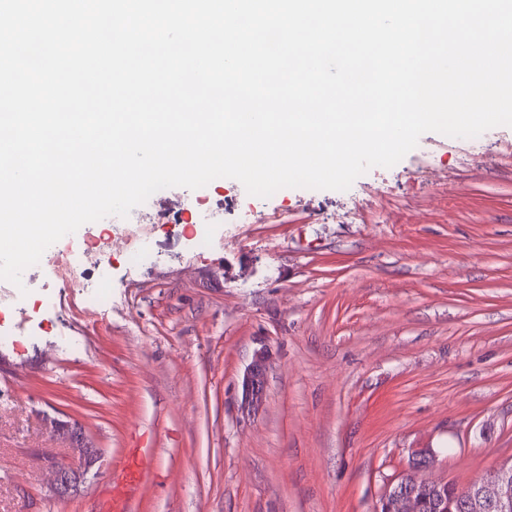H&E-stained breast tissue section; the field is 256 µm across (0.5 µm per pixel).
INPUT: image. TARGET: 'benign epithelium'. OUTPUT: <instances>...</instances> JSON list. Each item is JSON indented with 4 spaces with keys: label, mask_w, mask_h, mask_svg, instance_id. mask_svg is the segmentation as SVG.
<instances>
[{
    "label": "benign epithelium",
    "mask_w": 512,
    "mask_h": 512,
    "mask_svg": "<svg viewBox=\"0 0 512 512\" xmlns=\"http://www.w3.org/2000/svg\"><path fill=\"white\" fill-rule=\"evenodd\" d=\"M266 354L261 350L256 352L253 362L245 370L242 386V405L250 406L262 399L265 385ZM68 438L72 443V451L84 460V466H73L69 463L52 462V491L58 498L71 497L80 490L86 482L91 467L97 457L83 442L81 428L65 425ZM409 470L404 476L411 478L412 486L401 488L400 478L386 482L381 503L394 501L396 512H422L424 501L419 495V489L440 488L448 485L445 479L431 478L425 472L431 470L437 458V453L430 447L412 448ZM460 499L466 501L469 507L482 508L485 512H512V462L502 464L486 475L477 479L464 491Z\"/></svg>",
    "instance_id": "7a95c632"
}]
</instances>
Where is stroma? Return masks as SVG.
Masks as SVG:
<instances>
[{"instance_id": "stroma-1", "label": "stroma", "mask_w": 512, "mask_h": 512, "mask_svg": "<svg viewBox=\"0 0 512 512\" xmlns=\"http://www.w3.org/2000/svg\"><path fill=\"white\" fill-rule=\"evenodd\" d=\"M250 201L171 188L138 223L57 242L81 286L44 262L7 289L0 512H89L135 445L155 459L135 512H373L409 449L435 448L434 476L461 486L512 460V127L424 133L393 167L289 189L258 220ZM58 421L98 452L65 500L48 465L77 458ZM266 349L256 352L253 362L245 370L242 386V405L249 409L250 405L262 399L265 385Z\"/></svg>"}]
</instances>
